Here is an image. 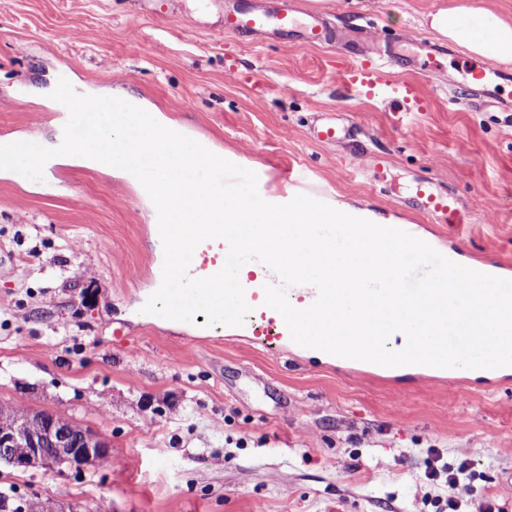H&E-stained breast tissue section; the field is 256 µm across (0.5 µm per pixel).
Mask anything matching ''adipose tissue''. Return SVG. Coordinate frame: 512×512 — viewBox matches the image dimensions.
<instances>
[{"mask_svg":"<svg viewBox=\"0 0 512 512\" xmlns=\"http://www.w3.org/2000/svg\"><path fill=\"white\" fill-rule=\"evenodd\" d=\"M424 24L438 38L464 48L473 57L512 63V21L479 0H449L448 5L425 14Z\"/></svg>","mask_w":512,"mask_h":512,"instance_id":"ef3b65f1","label":"adipose tissue"}]
</instances>
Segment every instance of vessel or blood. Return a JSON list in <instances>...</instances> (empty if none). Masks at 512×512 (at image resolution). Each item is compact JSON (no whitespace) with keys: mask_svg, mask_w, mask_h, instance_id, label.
Returning a JSON list of instances; mask_svg holds the SVG:
<instances>
[{"mask_svg":"<svg viewBox=\"0 0 512 512\" xmlns=\"http://www.w3.org/2000/svg\"><path fill=\"white\" fill-rule=\"evenodd\" d=\"M296 10L294 0H283L280 11L274 15L254 8H236L225 12L224 29L249 36L266 33L272 28L295 36L301 44L306 46H316L325 42L328 32L320 25L317 17L312 15L306 19L297 18ZM446 52L445 45L427 40L416 41L413 54L407 57L390 49L380 50L360 65L347 70L345 78L350 85L366 92L379 85L387 86L389 94L399 105H415L419 102L415 84L408 80L387 81L388 64L406 62L425 70L428 69L430 62ZM505 78V73L501 71L481 67L471 70L469 84L477 99H494L497 98L500 83ZM413 197L434 216L438 223H461L462 215L454 199L441 192L433 179L427 177L418 179L413 188ZM227 250V243L221 239L200 243L192 256V271L195 277L205 278L217 273L225 263ZM269 282V277L262 271H252L241 278L240 283L245 291V300L253 308L243 329L251 335L254 342L263 344L272 338L279 347H289L292 346L293 340L282 316L264 303V287Z\"/></svg>","mask_w":512,"mask_h":512,"instance_id":"b4317fda","label":"vessel or blood"}]
</instances>
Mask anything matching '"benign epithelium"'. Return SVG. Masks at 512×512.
I'll use <instances>...</instances> for the list:
<instances>
[{
  "label": "benign epithelium",
  "mask_w": 512,
  "mask_h": 512,
  "mask_svg": "<svg viewBox=\"0 0 512 512\" xmlns=\"http://www.w3.org/2000/svg\"><path fill=\"white\" fill-rule=\"evenodd\" d=\"M111 461L112 446L104 437L55 413L28 411L0 424V464L24 471H65Z\"/></svg>",
  "instance_id": "1"
}]
</instances>
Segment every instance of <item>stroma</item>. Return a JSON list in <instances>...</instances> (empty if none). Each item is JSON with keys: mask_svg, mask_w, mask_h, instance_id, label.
Returning a JSON list of instances; mask_svg holds the SVG:
<instances>
[{"mask_svg": "<svg viewBox=\"0 0 512 512\" xmlns=\"http://www.w3.org/2000/svg\"><path fill=\"white\" fill-rule=\"evenodd\" d=\"M448 0H299L330 27L431 38L423 15ZM233 0H0V140L39 143L65 119L33 86L67 79L107 94L124 84L165 116L270 173L358 200L461 263L512 262V112L454 97L446 79L471 59L449 45L416 83L422 109L342 82L354 57L327 44L226 34ZM347 126L319 143L311 125ZM384 151L382 180L364 167ZM433 178L468 223H435L409 203ZM0 403L53 412L112 445L101 467H0L24 500L90 512H441L429 449L465 464L461 512H512V380L467 389L339 360L272 354L223 326L143 313L162 261L138 190L65 160L44 181L0 170Z\"/></svg>", "mask_w": 512, "mask_h": 512, "instance_id": "35a3bbf8", "label": "stroma"}]
</instances>
